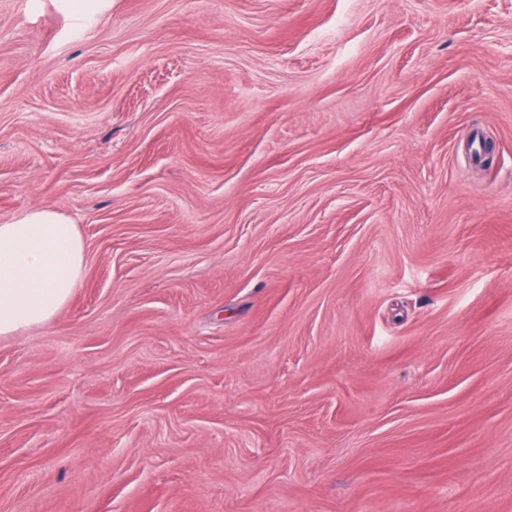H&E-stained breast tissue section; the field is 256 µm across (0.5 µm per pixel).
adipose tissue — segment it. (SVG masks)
<instances>
[{"label": "adipose tissue", "instance_id": "1", "mask_svg": "<svg viewBox=\"0 0 512 512\" xmlns=\"http://www.w3.org/2000/svg\"><path fill=\"white\" fill-rule=\"evenodd\" d=\"M85 244L76 224L51 206L0 224V337L49 322L82 280Z\"/></svg>", "mask_w": 512, "mask_h": 512}]
</instances>
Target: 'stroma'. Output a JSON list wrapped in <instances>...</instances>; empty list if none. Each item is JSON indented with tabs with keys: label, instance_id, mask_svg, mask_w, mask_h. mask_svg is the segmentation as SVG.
I'll list each match as a JSON object with an SVG mask.
<instances>
[{
	"label": "stroma",
	"instance_id": "stroma-1",
	"mask_svg": "<svg viewBox=\"0 0 512 512\" xmlns=\"http://www.w3.org/2000/svg\"><path fill=\"white\" fill-rule=\"evenodd\" d=\"M40 205L85 271L0 338V512H512V0H0ZM59 7L81 24L90 22L96 15L106 12L110 0H59Z\"/></svg>",
	"mask_w": 512,
	"mask_h": 512
}]
</instances>
